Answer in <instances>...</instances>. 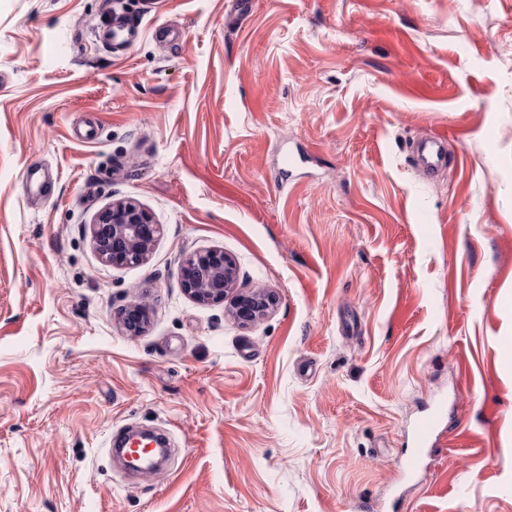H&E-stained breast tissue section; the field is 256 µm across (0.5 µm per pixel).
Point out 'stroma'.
Instances as JSON below:
<instances>
[{"label": "stroma", "mask_w": 512, "mask_h": 512, "mask_svg": "<svg viewBox=\"0 0 512 512\" xmlns=\"http://www.w3.org/2000/svg\"><path fill=\"white\" fill-rule=\"evenodd\" d=\"M209 249L274 309L188 296ZM511 339L512 0H0V512H512ZM442 138L437 135H427L413 146L416 162L424 168H436L441 162L440 144ZM161 225L133 201H117L91 224L94 248L101 259L115 265H140L149 257ZM276 304L277 297L273 292L262 290L242 293L235 299L234 314L238 319L254 322L265 316ZM443 416L440 410L435 409L423 416L416 427V441L420 448L427 445L441 426H442Z\"/></svg>", "instance_id": "obj_1"}]
</instances>
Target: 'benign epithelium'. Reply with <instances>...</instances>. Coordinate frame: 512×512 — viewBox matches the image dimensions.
Returning a JSON list of instances; mask_svg holds the SVG:
<instances>
[{
  "label": "benign epithelium",
  "instance_id": "obj_1",
  "mask_svg": "<svg viewBox=\"0 0 512 512\" xmlns=\"http://www.w3.org/2000/svg\"><path fill=\"white\" fill-rule=\"evenodd\" d=\"M161 225L133 201H117L100 212L91 224L94 248L101 259L115 265H140L152 250ZM234 260L222 250H206L187 256L182 266V288L202 303H217L234 290ZM277 297L269 291L242 293L234 302L235 316L254 322L274 308ZM126 331L138 334L145 326L142 305H129L122 319Z\"/></svg>",
  "mask_w": 512,
  "mask_h": 512
}]
</instances>
